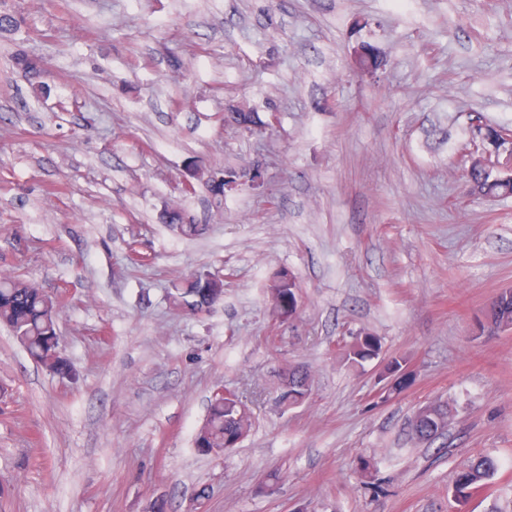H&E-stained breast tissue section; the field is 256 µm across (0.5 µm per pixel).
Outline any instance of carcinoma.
<instances>
[{
  "mask_svg": "<svg viewBox=\"0 0 512 512\" xmlns=\"http://www.w3.org/2000/svg\"><path fill=\"white\" fill-rule=\"evenodd\" d=\"M231 121L248 132L260 124L254 112H232ZM471 193L483 197L512 194V180L503 181L480 167L467 172ZM166 223L185 237L203 234L205 226L186 219L180 210L167 213ZM296 283L288 272L275 275L267 289L268 302L277 315H284L296 305ZM224 297V279L210 273L198 272L182 282L172 284L167 292L170 307L184 314L197 315L208 311ZM60 302L47 295L34 283L18 277H0V324L7 326L17 341L37 363L51 373L67 377L71 365L62 354L58 334ZM505 325H512V289L498 293L489 306L480 333H495ZM378 337L364 333L343 350V358L353 365L379 356ZM387 372L394 377L388 394H398L415 380L402 358L392 357L386 363ZM283 379L290 385L279 387L276 403L291 408L303 403L309 395L311 375L303 365L290 366ZM451 409L446 404H433L431 411L411 421L412 436L417 441L434 440L448 427ZM252 428V413L242 398H215L210 401L206 419L194 434V447L205 455H219L236 446L248 436ZM498 465L489 456H480L461 469L455 477L452 496L459 503L470 498V491L479 488L495 474Z\"/></svg>",
  "mask_w": 512,
  "mask_h": 512,
  "instance_id": "obj_1",
  "label": "carcinoma"
}]
</instances>
